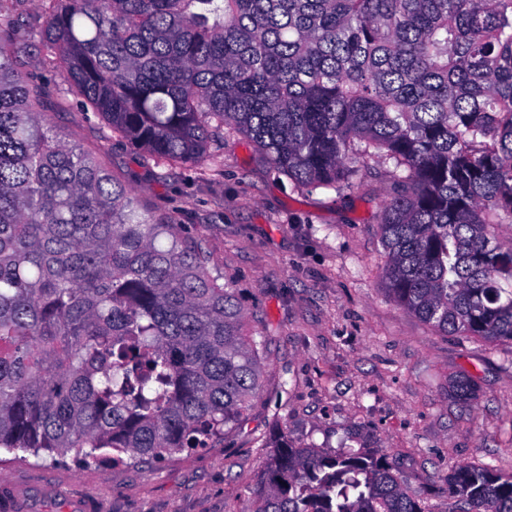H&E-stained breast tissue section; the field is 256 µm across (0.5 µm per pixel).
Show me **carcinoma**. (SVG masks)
<instances>
[{
	"label": "carcinoma",
	"mask_w": 512,
	"mask_h": 512,
	"mask_svg": "<svg viewBox=\"0 0 512 512\" xmlns=\"http://www.w3.org/2000/svg\"><path fill=\"white\" fill-rule=\"evenodd\" d=\"M43 34L85 109L162 161L248 136L307 189L391 165L386 291L450 335L512 342V0H51ZM37 110L0 40V451L135 465L205 448L261 357L234 290ZM474 397L469 376L452 383ZM457 512L512 476L448 474ZM253 512H425L388 458L285 438Z\"/></svg>",
	"instance_id": "cac0c4a2"
}]
</instances>
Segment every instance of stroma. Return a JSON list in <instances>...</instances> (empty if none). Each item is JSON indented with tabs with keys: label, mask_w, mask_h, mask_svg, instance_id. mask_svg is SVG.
Segmentation results:
<instances>
[{
	"label": "stroma",
	"mask_w": 512,
	"mask_h": 512,
	"mask_svg": "<svg viewBox=\"0 0 512 512\" xmlns=\"http://www.w3.org/2000/svg\"><path fill=\"white\" fill-rule=\"evenodd\" d=\"M46 9L0 0V28L12 31L48 122L204 248L264 342L265 372L223 441L143 467L18 460L0 465V492L18 489L26 512H78L88 496L101 512H248L283 434L325 453L386 455L425 512H451L456 466L512 475V343L441 333L388 296L379 226L398 186L387 166L355 154L354 188L305 189L229 130L200 161L154 160L84 111L43 45ZM463 373L476 393L467 404L451 394Z\"/></svg>",
	"instance_id": "1"
}]
</instances>
